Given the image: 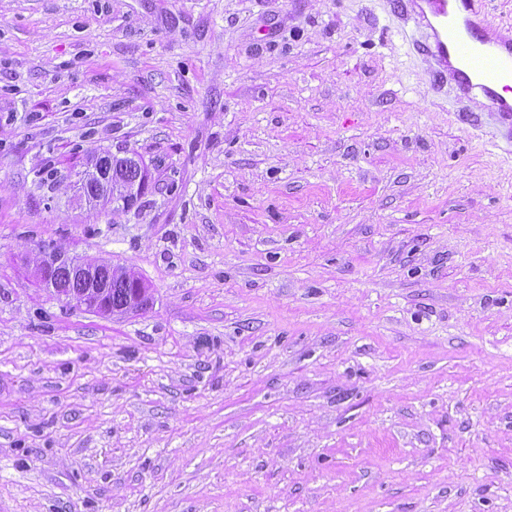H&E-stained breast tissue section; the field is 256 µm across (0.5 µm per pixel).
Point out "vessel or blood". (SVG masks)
Here are the masks:
<instances>
[{
	"mask_svg": "<svg viewBox=\"0 0 512 512\" xmlns=\"http://www.w3.org/2000/svg\"><path fill=\"white\" fill-rule=\"evenodd\" d=\"M402 15L409 49L434 61L439 87L458 101L481 100L497 133L512 146V40L498 38L487 0H424Z\"/></svg>",
	"mask_w": 512,
	"mask_h": 512,
	"instance_id": "b4317fda",
	"label": "vessel or blood"
}]
</instances>
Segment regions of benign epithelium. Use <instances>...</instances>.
Returning <instances> with one entry per match:
<instances>
[{
    "label": "benign epithelium",
    "mask_w": 512,
    "mask_h": 512,
    "mask_svg": "<svg viewBox=\"0 0 512 512\" xmlns=\"http://www.w3.org/2000/svg\"><path fill=\"white\" fill-rule=\"evenodd\" d=\"M89 179L97 180L100 185L99 195L89 202L91 206L112 203L121 198L127 199L136 193L135 187L112 180V172L103 167L88 168L83 173L81 181ZM39 251L42 258L37 267L38 278L42 279L51 271L65 267L71 276L81 283V287L75 291L58 295L59 300L70 306L100 313L109 310V301L106 299L109 288L99 278L100 263L78 260L54 247H41Z\"/></svg>",
    "instance_id": "7a95c632"
}]
</instances>
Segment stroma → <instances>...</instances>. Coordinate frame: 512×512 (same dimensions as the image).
<instances>
[{"label": "stroma", "mask_w": 512, "mask_h": 512, "mask_svg": "<svg viewBox=\"0 0 512 512\" xmlns=\"http://www.w3.org/2000/svg\"><path fill=\"white\" fill-rule=\"evenodd\" d=\"M433 67L393 0H0V512H512V149ZM112 171L113 176L116 179L136 185L139 189V195H141L145 188L146 181V175L142 168L132 165H116L113 163ZM112 171L110 170L106 172L105 167L98 169L90 167L83 173V175H81L80 187L82 182L88 180L86 183L82 184V189L87 195H95L96 192L99 191L100 185V193L93 201L89 202L84 198L85 202L89 206H97L99 203H112L117 199H127L135 195L137 191L135 186L122 185L121 183L112 180ZM89 179H96L97 181ZM39 251L42 258L37 267L38 278L42 280L48 273L56 269L52 274L54 288L51 282H49L48 288H59L62 294H57L58 298L67 305L103 313L109 310V301L106 299L109 290L112 308L123 306L135 290V286L143 288L145 293H148L147 287L140 279L136 284L127 282L138 279V277L126 270L113 266L111 270L108 265H102L106 263L78 260L54 247H41ZM100 265L102 266L98 272ZM61 267H65L69 271L57 269ZM70 274L81 283L82 288L77 281L71 278ZM112 275L120 279H112ZM101 280L107 284L108 288ZM72 288H76V290L63 294Z\"/></svg>", "instance_id": "35a3bbf8"}]
</instances>
